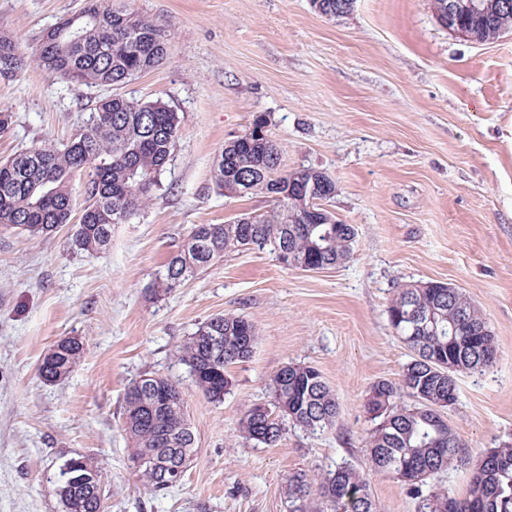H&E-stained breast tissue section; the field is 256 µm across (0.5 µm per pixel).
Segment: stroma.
<instances>
[{
	"mask_svg": "<svg viewBox=\"0 0 512 512\" xmlns=\"http://www.w3.org/2000/svg\"><path fill=\"white\" fill-rule=\"evenodd\" d=\"M85 0H0V30L26 66L0 78V161L62 146L106 90L68 82L35 60L43 34ZM165 23L169 56L118 94L162 99L180 117L161 188L98 253L72 245L74 225L48 238L0 227V512H63L60 470L85 457L102 475L104 512H288L284 478L347 463L370 476L376 512H418L400 481L371 471L363 439L371 386L398 380L412 353L387 307L405 284L442 281L483 312L492 367L458 375L446 416L471 452L512 443V29L484 43L441 25L433 0H354L338 17L311 0H112ZM264 115L282 164L336 182L329 207L354 225L344 264L287 267L239 249L167 294L155 288L197 224L260 214L264 194L224 196L212 164L226 141ZM246 316L257 331L234 364L223 403L196 387L176 350L200 323ZM82 337L68 376L42 380L50 347ZM315 367L339 404L334 426H288L267 446L240 437L244 410L270 402V376ZM176 382L196 452L179 487L140 481L122 429L124 393L144 375Z\"/></svg>",
	"mask_w": 512,
	"mask_h": 512,
	"instance_id": "stroma-1",
	"label": "stroma"
}]
</instances>
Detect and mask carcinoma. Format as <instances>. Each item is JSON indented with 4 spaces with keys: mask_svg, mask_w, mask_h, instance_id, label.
Wrapping results in <instances>:
<instances>
[{
    "mask_svg": "<svg viewBox=\"0 0 512 512\" xmlns=\"http://www.w3.org/2000/svg\"><path fill=\"white\" fill-rule=\"evenodd\" d=\"M352 0H313L324 16L338 17ZM486 13L460 12L468 30L485 42L498 38L512 25V0H482ZM168 54L165 26L133 11L112 7V0H86L74 24L63 20L42 36L40 66L77 83L112 88L159 66ZM25 61L15 41L0 31V77H17ZM179 117L160 100L139 101L119 94L103 97L85 126L63 148L37 147L17 151L0 163V226L18 228L35 237L48 236L72 221V185L91 171L73 246L84 252L108 248L112 225L137 215L159 187L179 135ZM216 187L244 197L266 194L273 207L263 214L244 216L229 224H198L165 264L158 288L168 293L193 278L224 254L251 246L267 249L280 259L288 255L326 269L347 260L352 251L349 224L309 222L302 198L328 201L336 182L313 168H283L277 143L269 136L243 134L224 144L214 157ZM422 309H436L437 332L414 336L408 314V295ZM388 320L414 351L396 382L373 384L365 403L389 408L379 415L365 438L375 474L401 479L420 498V512H437L446 501L455 512H512V444L475 455L465 449L455 429L437 413L456 404L457 376L483 371L497 357L494 336L480 310L457 288L441 282L429 288H400L391 300ZM256 328L243 315L218 314L201 324L177 353L195 383L212 402L220 403L232 386L228 368L249 359ZM84 354V341L75 336L59 341L56 357H44L39 374L45 381L68 375ZM452 369L439 372L435 362ZM270 409L252 405L243 413L238 432L246 440L277 444L290 422L306 431L333 425L338 403L321 373L312 366L288 364L270 378ZM407 397L412 406L395 400ZM124 431L133 443L132 460L145 459L138 477L156 491L171 488L167 471H186L195 452V436L185 415L178 384L160 375L131 382L124 395ZM457 464L471 469L468 493L457 499L446 490L423 494L427 480ZM328 512H375L369 478L344 464L311 478L295 471L285 479L288 512H316L312 491ZM64 512H103L102 481L88 486L62 482Z\"/></svg>",
    "mask_w": 512,
    "mask_h": 512,
    "instance_id": "1",
    "label": "carcinoma"
}]
</instances>
